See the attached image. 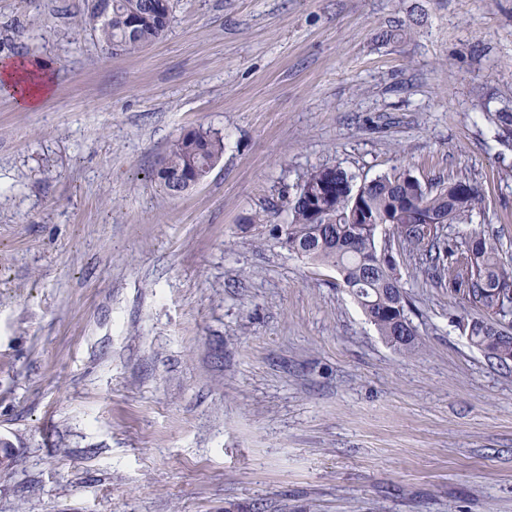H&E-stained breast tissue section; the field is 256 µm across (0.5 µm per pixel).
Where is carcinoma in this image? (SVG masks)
Segmentation results:
<instances>
[{
    "instance_id": "carcinoma-1",
    "label": "carcinoma",
    "mask_w": 512,
    "mask_h": 512,
    "mask_svg": "<svg viewBox=\"0 0 512 512\" xmlns=\"http://www.w3.org/2000/svg\"><path fill=\"white\" fill-rule=\"evenodd\" d=\"M155 0H111L96 11L93 0L78 26L90 28L108 49L136 53L160 39L168 16ZM498 140L512 143V113L493 118ZM198 146L180 137L169 147L163 167L177 174L188 168L210 170L224 152V142L209 132H195ZM288 222L281 225L288 251L336 270L377 332L396 351L416 352L415 335L401 338L400 320L408 319L393 246L422 253L428 275L479 311L457 324L487 357L501 365L512 361V336L503 333L512 293V258L500 238L473 232L458 246L445 233L452 224H467L485 205L482 188L466 175L427 185L406 167H395L359 185L339 166L307 172L292 196H286Z\"/></svg>"
}]
</instances>
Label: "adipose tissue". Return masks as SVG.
<instances>
[{
    "label": "adipose tissue",
    "instance_id": "adipose-tissue-1",
    "mask_svg": "<svg viewBox=\"0 0 512 512\" xmlns=\"http://www.w3.org/2000/svg\"><path fill=\"white\" fill-rule=\"evenodd\" d=\"M0 88L13 92L23 111L37 110L53 88V78L38 60H0Z\"/></svg>",
    "mask_w": 512,
    "mask_h": 512
}]
</instances>
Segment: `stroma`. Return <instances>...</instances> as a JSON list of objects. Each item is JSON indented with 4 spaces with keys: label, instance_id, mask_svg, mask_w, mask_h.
Instances as JSON below:
<instances>
[{
    "label": "stroma",
    "instance_id": "35a3bbf8",
    "mask_svg": "<svg viewBox=\"0 0 512 512\" xmlns=\"http://www.w3.org/2000/svg\"><path fill=\"white\" fill-rule=\"evenodd\" d=\"M172 3L113 54L85 0H0V60L55 75L35 112L0 92V512H512V364L470 305L402 251L400 355L272 233L313 167L405 166L482 187L452 242L512 241V0ZM198 128L224 153L168 195Z\"/></svg>",
    "mask_w": 512,
    "mask_h": 512
}]
</instances>
